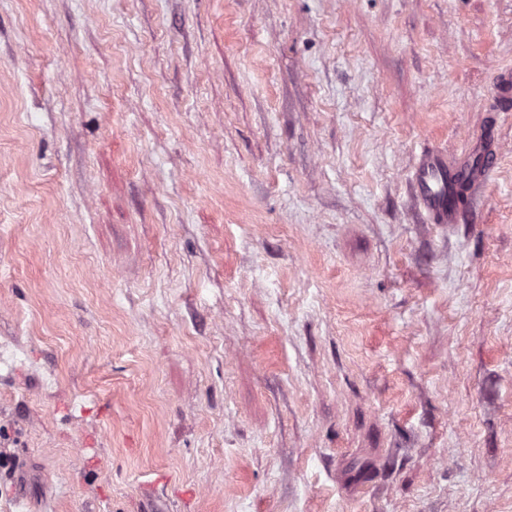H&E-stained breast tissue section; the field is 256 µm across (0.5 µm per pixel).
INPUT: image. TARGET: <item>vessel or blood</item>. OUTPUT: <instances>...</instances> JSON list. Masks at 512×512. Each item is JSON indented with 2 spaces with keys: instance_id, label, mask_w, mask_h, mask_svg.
I'll use <instances>...</instances> for the list:
<instances>
[{
  "instance_id": "vessel-or-blood-1",
  "label": "vessel or blood",
  "mask_w": 512,
  "mask_h": 512,
  "mask_svg": "<svg viewBox=\"0 0 512 512\" xmlns=\"http://www.w3.org/2000/svg\"><path fill=\"white\" fill-rule=\"evenodd\" d=\"M495 95L502 112H512V73L497 75ZM492 174L491 167L474 170L448 162L438 151L422 153L414 172L412 184L423 220L428 224H457L463 210L457 200L461 188L486 184Z\"/></svg>"
}]
</instances>
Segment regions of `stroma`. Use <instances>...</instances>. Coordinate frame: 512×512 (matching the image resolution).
Wrapping results in <instances>:
<instances>
[{
	"mask_svg": "<svg viewBox=\"0 0 512 512\" xmlns=\"http://www.w3.org/2000/svg\"><path fill=\"white\" fill-rule=\"evenodd\" d=\"M501 67L512 0H0V512H512ZM492 167L473 171L470 166L451 164L438 151H422L412 184L418 207L427 224H459L463 217L457 194L463 187H480L492 174Z\"/></svg>",
	"mask_w": 512,
	"mask_h": 512,
	"instance_id": "stroma-1",
	"label": "stroma"
}]
</instances>
